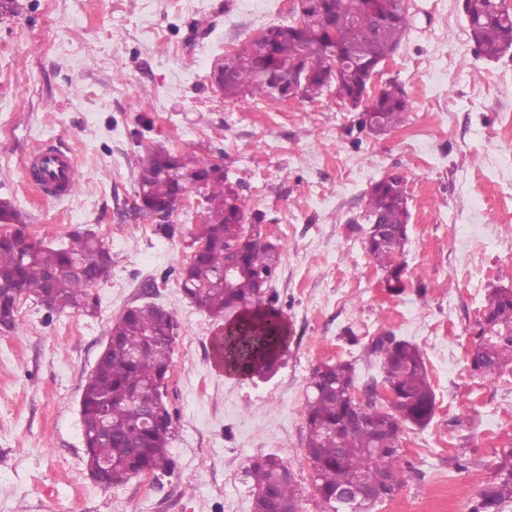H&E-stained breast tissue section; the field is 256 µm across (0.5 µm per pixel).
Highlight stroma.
I'll return each mask as SVG.
<instances>
[{"instance_id": "1", "label": "stroma", "mask_w": 512, "mask_h": 512, "mask_svg": "<svg viewBox=\"0 0 512 512\" xmlns=\"http://www.w3.org/2000/svg\"><path fill=\"white\" fill-rule=\"evenodd\" d=\"M406 4L413 26L373 86L397 81L410 112L382 136L328 92L270 105L212 85L217 59L288 22L292 0H14L0 12V199L46 245L89 232L112 255L95 314L29 301L18 330L0 329V512H252L246 466L265 454L294 475L298 512H324L304 452L312 374L352 361L370 380L364 350L385 332L419 348L436 406L404 430L411 479L373 512H470L512 448V367L482 379L466 361L486 292L512 286V52L479 57L459 0ZM47 145L82 176L57 199L28 166ZM159 147L220 163L265 215L277 262L264 303L288 336L272 375L220 370L224 322L181 289L203 222L195 192L167 235L136 209L137 160ZM393 173L411 213L396 295L358 222L364 191ZM142 304L179 326L163 395L174 469L106 489L86 467L80 400L111 322Z\"/></svg>"}]
</instances>
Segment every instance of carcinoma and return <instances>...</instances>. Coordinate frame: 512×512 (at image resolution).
I'll return each mask as SVG.
<instances>
[{"mask_svg": "<svg viewBox=\"0 0 512 512\" xmlns=\"http://www.w3.org/2000/svg\"><path fill=\"white\" fill-rule=\"evenodd\" d=\"M345 8L361 15L357 27L335 20L302 28L282 23L264 30L262 35L270 39L272 64L286 69L301 62L308 82L305 97L326 91L342 101L355 99L379 115L384 130L392 131L409 112L403 88L390 81L367 101L370 73L362 76L359 70L348 69L329 75L326 52L334 48L362 66L379 65L400 46L412 26L411 16L404 0H347ZM467 22L478 56L495 59L512 48V11L500 0H475ZM265 66L254 38L222 57L213 72L215 85L228 99L249 93L277 104L279 98L260 76ZM197 180L203 181L208 221L192 241H203L205 247L182 268L181 287L195 306L214 317L241 311L243 325L224 340V359L245 375L265 374L277 365L286 338L279 332L283 324L279 311L254 309L262 302L260 290L268 288L260 280L259 269L273 275L268 262L275 246L257 237L243 242L244 223L251 211L247 198L228 181L220 165L204 159L185 161L162 148L149 150L140 159L137 195L144 197L146 207L171 216L182 205V188ZM362 200L363 220L369 224L378 220L390 228L387 240L367 239L365 249L384 272L387 287L398 292L405 288V266L399 257L410 221L407 196L381 178ZM0 224L9 227L0 235V309L10 314L18 307L14 298L18 290L51 314L75 305L95 313L98 300L91 288L110 275L112 255L92 234L78 236L71 247H45L25 234L27 216L9 199H0ZM483 315L497 335L478 332L467 361L473 373L488 378L512 364V296L489 290ZM177 329L175 316L163 319L154 305L130 307L109 326L116 341L100 354L81 399L87 465L108 462L105 489L125 483L136 472L156 476L173 469L170 413L164 411L159 421L148 417L164 404L161 383L171 371ZM367 353L381 373L367 392L381 383L396 393L395 404L380 408L372 423L336 428L352 405L349 390L356 380L352 363L328 361L313 373L304 411L305 454L325 512L374 508L357 501L337 503L334 495L342 486L376 485L386 474L396 488H402L410 471L400 464V456L375 455L368 449L401 447L404 428L424 425L434 414L435 394L417 346L381 335L371 340ZM246 471L254 486L253 512H277L285 501L297 504L295 479L277 455L252 458ZM510 502L512 448L503 453L494 481L482 489L471 512H503Z\"/></svg>", "mask_w": 512, "mask_h": 512, "instance_id": "obj_1", "label": "carcinoma"}]
</instances>
